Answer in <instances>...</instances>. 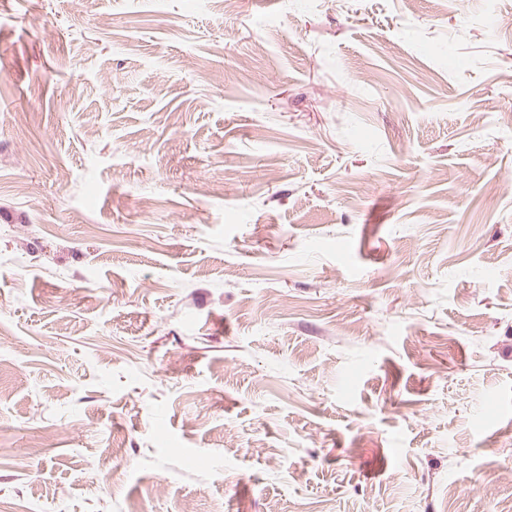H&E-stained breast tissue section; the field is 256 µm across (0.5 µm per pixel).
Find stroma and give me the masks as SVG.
Masks as SVG:
<instances>
[{"instance_id":"35a3bbf8","label":"stroma","mask_w":512,"mask_h":512,"mask_svg":"<svg viewBox=\"0 0 512 512\" xmlns=\"http://www.w3.org/2000/svg\"><path fill=\"white\" fill-rule=\"evenodd\" d=\"M498 111L512 0H0V512H512Z\"/></svg>"}]
</instances>
